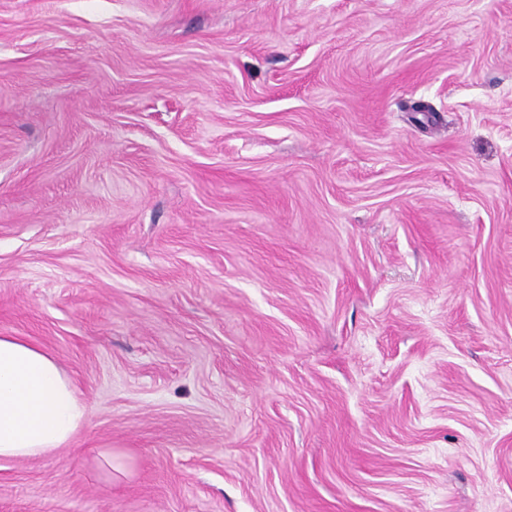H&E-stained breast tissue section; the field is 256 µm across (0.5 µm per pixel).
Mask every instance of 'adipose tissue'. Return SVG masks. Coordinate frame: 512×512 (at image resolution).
Here are the masks:
<instances>
[{"mask_svg": "<svg viewBox=\"0 0 512 512\" xmlns=\"http://www.w3.org/2000/svg\"><path fill=\"white\" fill-rule=\"evenodd\" d=\"M88 408L58 358L18 336H0V458H32L68 447Z\"/></svg>", "mask_w": 512, "mask_h": 512, "instance_id": "obj_1", "label": "adipose tissue"}]
</instances>
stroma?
Returning <instances> with one entry per match:
<instances>
[{
    "label": "stroma",
    "instance_id": "1",
    "mask_svg": "<svg viewBox=\"0 0 512 512\" xmlns=\"http://www.w3.org/2000/svg\"><path fill=\"white\" fill-rule=\"evenodd\" d=\"M0 336V512H512V0H0ZM88 408L58 358L18 336H0V458H32L68 447Z\"/></svg>",
    "mask_w": 512,
    "mask_h": 512
}]
</instances>
